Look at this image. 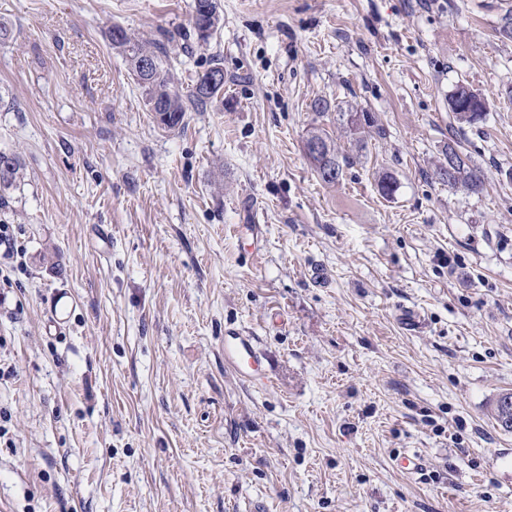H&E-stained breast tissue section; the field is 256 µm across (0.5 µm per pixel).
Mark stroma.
I'll list each match as a JSON object with an SVG mask.
<instances>
[{
	"label": "stroma",
	"instance_id": "1",
	"mask_svg": "<svg viewBox=\"0 0 512 512\" xmlns=\"http://www.w3.org/2000/svg\"><path fill=\"white\" fill-rule=\"evenodd\" d=\"M218 4L202 45L193 0H0V512H512V0ZM115 23L182 88L219 57L223 101L159 127ZM350 110L385 138L355 148ZM315 128L358 152L336 185ZM452 137L482 194L437 178ZM448 110L457 123L470 126L482 123L487 115L484 98L462 82L448 96ZM224 364L253 385L266 386L269 382L264 357L253 336L239 333L224 336Z\"/></svg>",
	"mask_w": 512,
	"mask_h": 512
}]
</instances>
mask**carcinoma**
I'll return each mask as SVG.
<instances>
[{
    "instance_id": "1",
    "label": "carcinoma",
    "mask_w": 512,
    "mask_h": 512,
    "mask_svg": "<svg viewBox=\"0 0 512 512\" xmlns=\"http://www.w3.org/2000/svg\"><path fill=\"white\" fill-rule=\"evenodd\" d=\"M199 15L192 16L191 25L197 39L207 42L220 24L218 0H198ZM112 48L122 53L132 73L144 88L150 111L154 112L159 124L169 130L178 127L190 107H203L224 96V67L221 59L213 58L210 67L197 75L194 85L182 94L174 85L169 70L165 69L162 57L167 54L166 45L160 41L151 42L131 35L123 26L113 24L109 30ZM448 111L456 122L470 126L485 120L487 106L484 98L467 84H457L448 96ZM347 129L351 135H360L364 129L375 126V119L366 111L347 113ZM317 139L322 152L315 156L307 154L322 183L334 185L343 177L344 169L353 165L354 158L340 152L327 133L315 129L308 133L306 140ZM441 154L444 162L436 169V175L450 187H463L472 195L484 191L485 177L464 154L456 141L450 139ZM20 167L16 157L0 153V188H10L17 182Z\"/></svg>"
}]
</instances>
